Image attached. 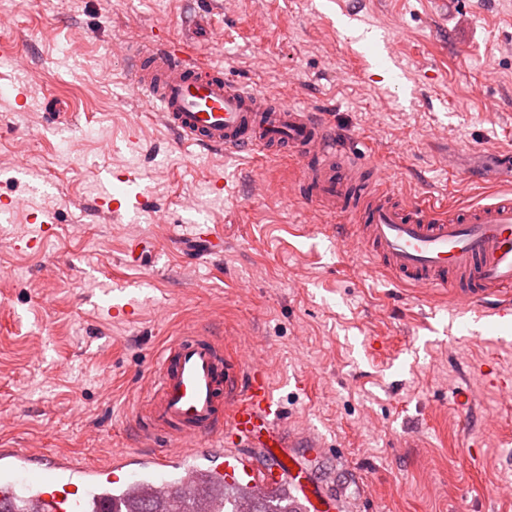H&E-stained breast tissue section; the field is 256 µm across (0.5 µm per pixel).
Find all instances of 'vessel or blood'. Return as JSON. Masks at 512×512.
<instances>
[{
	"mask_svg": "<svg viewBox=\"0 0 512 512\" xmlns=\"http://www.w3.org/2000/svg\"><path fill=\"white\" fill-rule=\"evenodd\" d=\"M134 87L156 107L182 144L224 157L293 151L306 159L303 180L312 201L355 223L338 235L347 248L369 254L413 290L451 291L475 314L512 316V191L460 213L429 196L409 201L384 179L362 197L350 193L358 164L335 142L322 114L270 100L228 80L189 41L154 37L128 48ZM181 249L218 256L223 240L195 227ZM137 420L146 441H173L105 462L0 447V512H133L144 498L183 512H224V484L241 490L291 485L305 512H326L310 467L292 460L294 436L274 398L267 373L245 368L239 356L202 332L174 337L161 350L151 390ZM263 454L253 463L247 449Z\"/></svg>",
	"mask_w": 512,
	"mask_h": 512,
	"instance_id": "vessel-or-blood-1",
	"label": "vessel or blood"
}]
</instances>
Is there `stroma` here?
I'll list each match as a JSON object with an SVG mask.
<instances>
[{
    "mask_svg": "<svg viewBox=\"0 0 512 512\" xmlns=\"http://www.w3.org/2000/svg\"><path fill=\"white\" fill-rule=\"evenodd\" d=\"M188 28L237 82L325 112L403 198L467 206L512 187V0H0V445L87 462L139 449L150 369L200 328L267 371L288 426L322 441L313 470L345 512H512V317L347 251L294 163L177 145L126 49ZM51 95L74 124H45ZM64 140L79 144L65 163ZM129 188L139 209L98 212ZM198 224L221 256L171 249ZM135 236L154 263L125 265ZM127 302L134 319H112Z\"/></svg>",
    "mask_w": 512,
    "mask_h": 512,
    "instance_id": "obj_1",
    "label": "stroma"
}]
</instances>
